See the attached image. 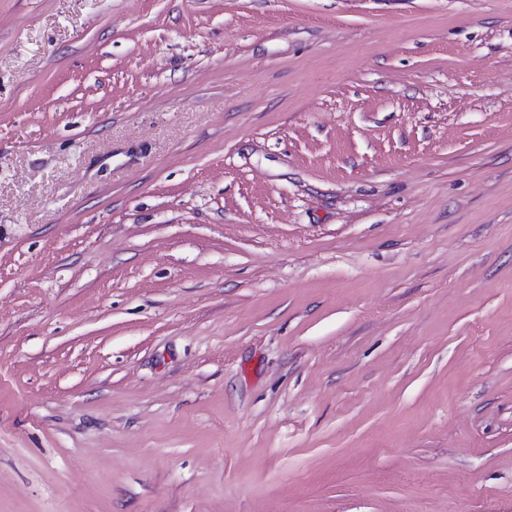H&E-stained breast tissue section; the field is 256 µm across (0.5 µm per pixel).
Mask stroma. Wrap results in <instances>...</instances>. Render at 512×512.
Instances as JSON below:
<instances>
[{
  "label": "stroma",
  "mask_w": 512,
  "mask_h": 512,
  "mask_svg": "<svg viewBox=\"0 0 512 512\" xmlns=\"http://www.w3.org/2000/svg\"><path fill=\"white\" fill-rule=\"evenodd\" d=\"M0 512H512V0H0Z\"/></svg>",
  "instance_id": "obj_1"
}]
</instances>
